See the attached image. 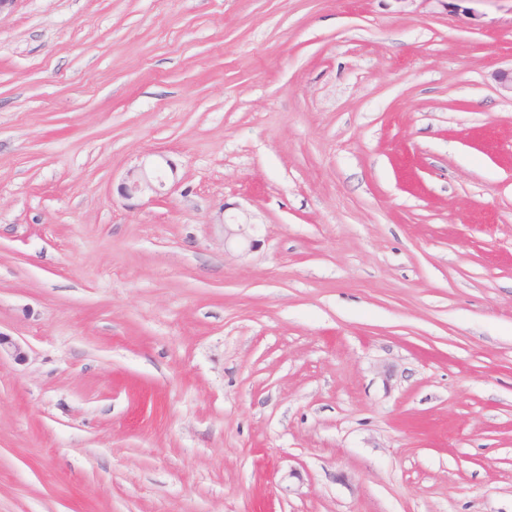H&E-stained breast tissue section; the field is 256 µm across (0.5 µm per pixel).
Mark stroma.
<instances>
[{
  "mask_svg": "<svg viewBox=\"0 0 512 512\" xmlns=\"http://www.w3.org/2000/svg\"><path fill=\"white\" fill-rule=\"evenodd\" d=\"M510 67L512 0H18L0 512H512ZM165 178L159 162L143 163L127 171L120 187L121 196L126 200L153 199L161 194Z\"/></svg>",
  "mask_w": 512,
  "mask_h": 512,
  "instance_id": "stroma-1",
  "label": "stroma"
}]
</instances>
